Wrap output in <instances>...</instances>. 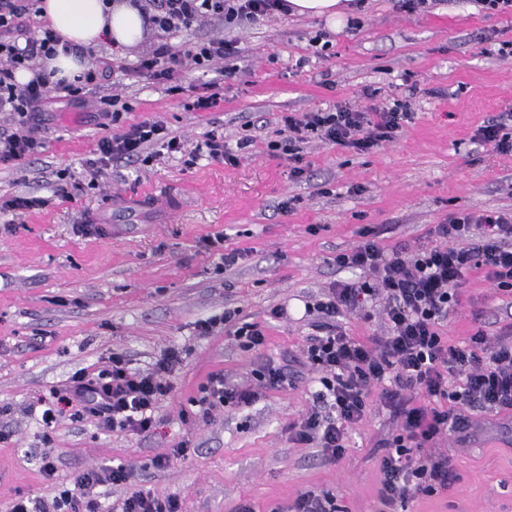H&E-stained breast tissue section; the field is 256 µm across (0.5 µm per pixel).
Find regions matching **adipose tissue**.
<instances>
[{"label":"adipose tissue","mask_w":512,"mask_h":512,"mask_svg":"<svg viewBox=\"0 0 512 512\" xmlns=\"http://www.w3.org/2000/svg\"><path fill=\"white\" fill-rule=\"evenodd\" d=\"M40 8L42 21L69 47L41 63L59 82L73 81L87 69L89 48L103 42L131 47L151 31L150 13L137 0H41Z\"/></svg>","instance_id":"ef3b65f1"}]
</instances>
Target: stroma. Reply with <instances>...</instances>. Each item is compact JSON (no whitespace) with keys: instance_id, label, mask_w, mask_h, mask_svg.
Listing matches in <instances>:
<instances>
[{"instance_id":"obj_1","label":"stroma","mask_w":512,"mask_h":512,"mask_svg":"<svg viewBox=\"0 0 512 512\" xmlns=\"http://www.w3.org/2000/svg\"><path fill=\"white\" fill-rule=\"evenodd\" d=\"M356 16V29L277 12L242 25L210 20L180 34L175 42L186 49L221 36L241 50L208 71L181 72L183 89L220 85L222 100L205 112L191 108L183 89L129 74L156 45L153 36L125 49L80 100L48 85L42 148L0 165V197L48 200L17 217L0 214V427L12 431L0 443V512L16 494L52 498L76 471L103 464L134 473L108 489L105 506L150 489L177 495L182 512H236L244 501L254 512H289L313 489L333 493L340 512H380L378 459L398 420L379 400L336 463L288 432L320 388L309 367L299 366L295 388L264 390L248 407L205 416L190 403L211 374L251 381L266 357L301 356L318 333L304 304L334 281L359 279L334 258L362 232L375 231L385 248L413 249L450 212L512 209V154L474 138L512 113V59L497 53L512 42V18L482 13L474 0H434L413 13L395 0H364ZM318 36L329 43L327 57L317 54ZM368 90L379 103H410L412 122L366 152L310 140L302 175L291 177V161L270 147L282 117L339 104L360 109ZM114 94L128 110L105 126L97 111ZM146 119L162 121L187 151L212 132L231 148L250 144L234 165L163 152L146 165L112 161L94 180L84 173L101 138ZM61 185L69 198L57 195ZM82 224L93 232H79ZM218 234L225 250L246 258L222 268L216 251L200 246ZM227 309L259 325L266 347L244 349L221 326L200 335L201 320ZM511 324L512 299L473 272L441 332L457 344L476 329L494 335ZM170 349L182 362L154 430L104 431L67 407L43 442L40 401L74 372L97 369L113 352L142 371ZM465 415L469 443L436 442L453 467L447 489L396 512H512V412ZM183 444L187 456L152 466V457ZM47 446L58 458L51 480L39 470Z\"/></svg>"}]
</instances>
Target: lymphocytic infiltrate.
Masks as SVG:
<instances>
[{"instance_id": "f902f5d3", "label": "lymphocytic infiltrate", "mask_w": 512, "mask_h": 512, "mask_svg": "<svg viewBox=\"0 0 512 512\" xmlns=\"http://www.w3.org/2000/svg\"><path fill=\"white\" fill-rule=\"evenodd\" d=\"M35 0H0V112L13 113L19 132L0 135V164H10L34 153L35 119L41 111L46 74L37 72L40 59L54 55L58 38L51 29L18 40V20L32 10ZM286 0H158L151 16L161 40L132 68L134 76L152 81L176 80L182 68L209 70L215 62L236 55L234 41L213 37L181 51L168 36L216 19L227 24L252 21L286 10ZM34 71L25 86L14 81L16 70ZM413 114L409 103L373 104L363 109L345 105L335 111L320 110L283 116L281 133L288 151H296L309 136L367 151L393 141ZM162 144L168 152L181 151V140L159 121H144L126 131L99 140L95 158L86 160L90 175L115 159L149 163L148 150ZM437 246L385 249L372 237L335 263L364 272V280L332 284L325 298L307 306L317 318L319 336L304 353L307 365L321 371V388L301 422L292 424L294 441L317 443L327 460L342 458L349 429L363 422L372 391H379L400 424L384 442L379 461V498L391 508L420 496H430L448 485V460L428 452L437 435L460 429L464 409L512 410V343L494 342L476 331L468 343L450 344L439 324L460 304L458 292L468 274L483 272L497 291L512 296V213L449 215L435 225ZM383 300L382 317L387 332L359 341L336 326L343 312L364 311L368 302ZM182 360L179 351L166 352L152 368L131 370L121 354L108 356L96 372L77 371L65 390H52L44 399L40 423L51 433L59 404L78 406L100 429L144 434L157 424L155 413L172 390L171 379ZM257 386L209 376L201 385L198 406L249 405L261 390L291 387L294 377L287 366L266 360ZM124 466H91L77 471L52 502L28 495L17 496L10 512H100L104 488L129 481Z\"/></svg>"}]
</instances>
